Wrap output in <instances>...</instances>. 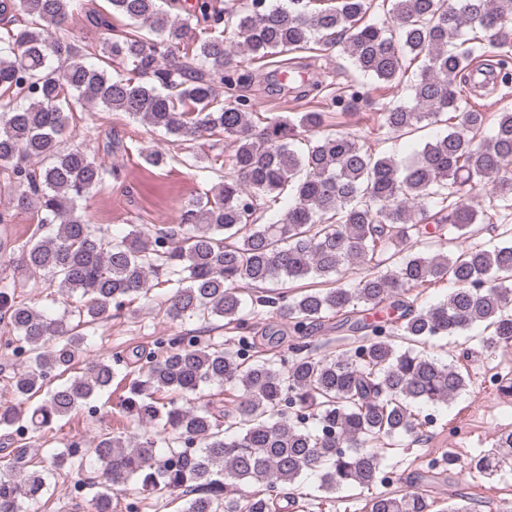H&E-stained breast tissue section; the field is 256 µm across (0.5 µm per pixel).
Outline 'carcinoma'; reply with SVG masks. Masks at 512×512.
<instances>
[{
	"label": "carcinoma",
	"mask_w": 512,
	"mask_h": 512,
	"mask_svg": "<svg viewBox=\"0 0 512 512\" xmlns=\"http://www.w3.org/2000/svg\"><path fill=\"white\" fill-rule=\"evenodd\" d=\"M158 2L107 0L96 21L101 40L80 46L66 34L78 0H12L24 24L0 34V171L12 208L32 213L39 229L53 227L18 247L17 268L75 299L68 313L50 318L19 300L16 288H0V321L27 353L0 400V428L15 444L0 472V512H22L24 502L48 494L55 476L81 473L88 458L102 476L88 512H115L113 502L132 484L160 496L183 491L181 512H282V491L309 476L326 500L389 486L382 469L388 450L424 432L425 407L467 387L459 361L415 346L473 326L488 331L486 351L512 344V242H467L479 214L466 202L489 182L493 198L512 204V110L485 138L486 114L464 91L486 44L499 50L495 77L512 80V0H392L390 26L364 20L372 0H336L314 12L301 0L288 8L249 0L246 12L226 14L212 0H196L186 18ZM116 18L155 38L115 27ZM477 28L482 35L466 37ZM327 32L343 37L355 71L406 86V99L379 108L378 132L404 135L443 122L447 134L400 165L330 128L328 112L255 111L241 93L251 75L239 55L262 59ZM120 66L138 81L112 76ZM368 101L369 93L351 85L332 104L345 111ZM86 109L124 112L178 141L230 138L233 174L188 200L171 226L134 224L121 238L107 236L79 205L106 179H119L120 169L82 143H64L73 113ZM284 196V218L261 223L260 202ZM447 232L454 251L403 253ZM388 252L394 259L385 268L379 256ZM306 279L318 286L255 293L273 280ZM438 282L453 285L447 299L421 305L415 289ZM165 284L170 321L222 320L240 333L235 348L183 332L157 339L155 350L126 362L134 369L125 372L126 394L116 403L142 434L104 433L90 446L33 451L35 434L80 411L118 375L104 358L72 374L86 354L80 327L127 301L151 300L150 291ZM247 291L253 309L275 312L288 328L287 348L275 324L251 335ZM331 314L353 346L322 354L310 335ZM213 385L233 392V411L222 409L221 398L192 402ZM223 418L233 434L222 429ZM511 462L506 431L467 469L491 478ZM252 485L261 489L241 492ZM432 507L428 495L409 490L374 493L367 502V512Z\"/></svg>",
	"instance_id": "1"
}]
</instances>
